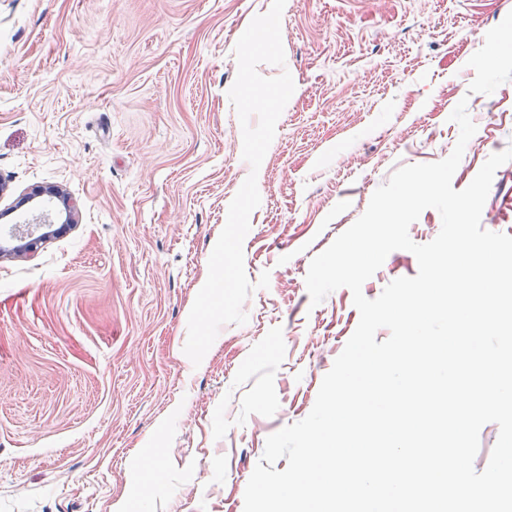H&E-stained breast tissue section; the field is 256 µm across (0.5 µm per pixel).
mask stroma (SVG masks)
<instances>
[{
	"label": "stroma",
	"mask_w": 512,
	"mask_h": 512,
	"mask_svg": "<svg viewBox=\"0 0 512 512\" xmlns=\"http://www.w3.org/2000/svg\"><path fill=\"white\" fill-rule=\"evenodd\" d=\"M271 4L0 0V227L59 216L47 186L79 203L0 257V512H244L267 438L310 413L360 320L345 287L311 305L312 259L395 169L450 155L459 102L483 149L454 189L512 145V81L468 91L512 0H286L285 65L258 67L295 90L256 173L248 320L193 366L188 315L251 173L235 46ZM481 226L512 235V162ZM417 272L393 251L362 292Z\"/></svg>",
	"instance_id": "1"
}]
</instances>
